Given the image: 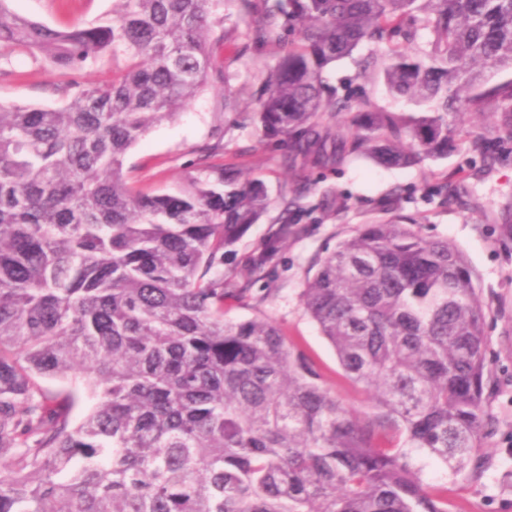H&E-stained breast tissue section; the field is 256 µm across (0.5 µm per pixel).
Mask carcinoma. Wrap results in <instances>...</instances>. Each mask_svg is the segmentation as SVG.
I'll list each match as a JSON object with an SVG mask.
<instances>
[{
  "label": "carcinoma",
  "mask_w": 512,
  "mask_h": 512,
  "mask_svg": "<svg viewBox=\"0 0 512 512\" xmlns=\"http://www.w3.org/2000/svg\"><path fill=\"white\" fill-rule=\"evenodd\" d=\"M112 0V17L65 28L0 0V61L40 58L68 77L61 107L0 106V512H448L422 459L448 476L478 468L485 429V311L463 255L419 236L401 194L318 261L305 312L345 377L371 395L353 414L272 321L224 318L246 296L224 254L266 214L264 182L211 167L177 195L128 186L127 152L208 84V33L301 43L262 81L253 122L288 139V164L336 163L325 149L349 116L345 154L392 167L467 145L506 161L501 139L448 115L500 114L512 138V0ZM429 31L427 47L414 46ZM360 59L418 111L365 91L326 93L323 72ZM125 56L102 85L76 75ZM300 231L270 226L258 276ZM81 374L97 406L81 420L74 390L37 379Z\"/></svg>",
  "instance_id": "obj_1"
}]
</instances>
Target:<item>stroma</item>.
Segmentation results:
<instances>
[{
    "mask_svg": "<svg viewBox=\"0 0 512 512\" xmlns=\"http://www.w3.org/2000/svg\"><path fill=\"white\" fill-rule=\"evenodd\" d=\"M12 12L47 24H90L111 14L112 0H10ZM282 29L275 42L255 44L243 38L211 42L215 60L207 87L176 118L152 128L124 159L129 183L149 194L176 193L211 166L233 164L262 180L272 203L234 247L224 265L236 269L247 287L244 299L229 301L226 319L269 318L290 345L319 367L325 386L349 409L364 411L367 395L349 382L317 324L305 313L301 292L311 266L361 225L378 220L375 202L392 189L406 191L407 214L420 217L413 230L444 240L462 253L474 270L476 295L486 320L485 387L487 422L479 472L448 479L445 467L431 462L424 478L447 482L450 512H512V160H473L466 152L413 167H385L358 157L338 165L311 168L286 166L288 145L260 139L252 122L255 92L280 53L298 42ZM327 83L339 95L366 89L380 106L398 112L409 103L391 95L381 80L360 76L353 59L332 63ZM64 78L46 62L15 57L11 73L0 76V104L59 107L69 101ZM304 189L293 216L302 225L289 240L277 267L264 277L251 275L249 258L280 215V191ZM334 192L350 199L347 211L323 212L322 196Z\"/></svg>",
    "mask_w": 512,
    "mask_h": 512,
    "instance_id": "35a3bbf8",
    "label": "stroma"
}]
</instances>
